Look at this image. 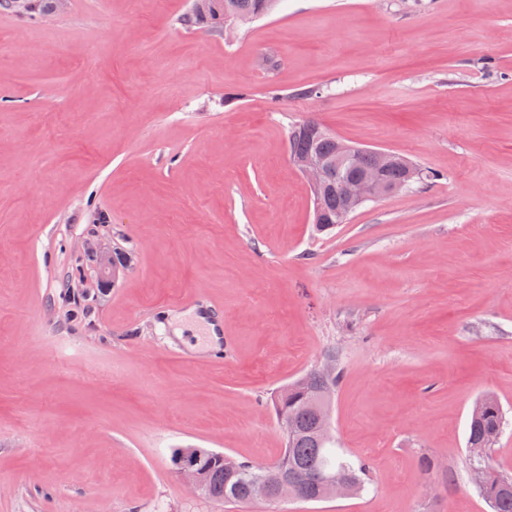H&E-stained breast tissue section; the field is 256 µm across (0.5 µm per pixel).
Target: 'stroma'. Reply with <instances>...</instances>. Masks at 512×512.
Segmentation results:
<instances>
[{
	"instance_id": "1",
	"label": "stroma",
	"mask_w": 512,
	"mask_h": 512,
	"mask_svg": "<svg viewBox=\"0 0 512 512\" xmlns=\"http://www.w3.org/2000/svg\"><path fill=\"white\" fill-rule=\"evenodd\" d=\"M189 8L0 9V512H491L466 427L493 394L512 474V0H278L224 32ZM310 118L436 178L315 234ZM330 351L365 490L191 493L174 450L274 463L270 397Z\"/></svg>"
}]
</instances>
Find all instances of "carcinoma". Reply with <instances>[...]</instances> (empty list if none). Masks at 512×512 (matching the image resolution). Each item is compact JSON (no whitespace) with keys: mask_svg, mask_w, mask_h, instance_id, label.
Instances as JSON below:
<instances>
[{"mask_svg":"<svg viewBox=\"0 0 512 512\" xmlns=\"http://www.w3.org/2000/svg\"><path fill=\"white\" fill-rule=\"evenodd\" d=\"M274 0H206L200 10L193 8L180 18L185 26H204L219 29V24L241 19L253 20L267 14ZM290 156L336 159L340 139L314 120L302 121L289 129ZM376 153L361 150L356 166H332L326 172L327 186L320 193L318 222L314 230L319 234L336 227V217L349 211L339 186L359 170L376 165ZM384 178L391 184L407 181V168L401 157L394 158L384 170ZM340 380V370L331 374L318 367L288 384V393L277 392L271 405L277 420L288 422L285 449L277 465L288 474V490L302 502H320L328 499L324 477L333 474L346 480L360 492L365 488L366 464L345 458L336 448V440L328 436L321 426L322 412L331 406ZM505 413L499 400L492 394L477 399L470 411L467 449L468 466L486 469L477 484L480 496L492 512H512V476L502 474L489 463L488 452L501 438ZM194 459L204 472L201 495L224 503L252 501L256 464L238 461L221 452L206 448H178L173 463Z\"/></svg>","mask_w":512,"mask_h":512,"instance_id":"obj_1","label":"carcinoma"}]
</instances>
